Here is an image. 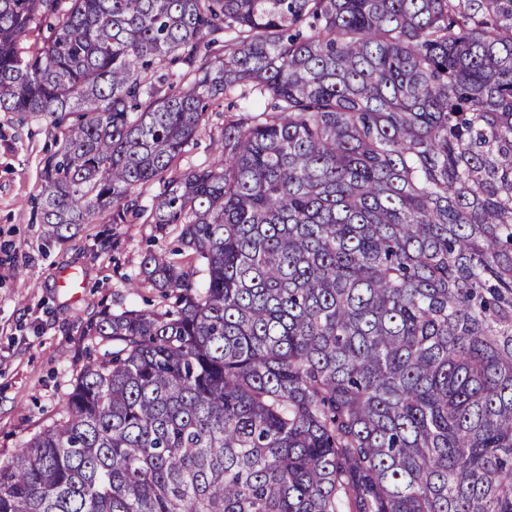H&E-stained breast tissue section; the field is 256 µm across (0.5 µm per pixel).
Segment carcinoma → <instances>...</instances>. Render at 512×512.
<instances>
[{"label":"carcinoma","instance_id":"cac0c4a2","mask_svg":"<svg viewBox=\"0 0 512 512\" xmlns=\"http://www.w3.org/2000/svg\"><path fill=\"white\" fill-rule=\"evenodd\" d=\"M0 112L62 134L49 238L179 242L0 512H512V0H0ZM226 105L227 101L220 100L210 107L205 125L195 141L175 160L166 178L178 176L190 168L206 166L214 159L213 138H217L221 133L224 123L238 114V112H227Z\"/></svg>","mask_w":512,"mask_h":512}]
</instances>
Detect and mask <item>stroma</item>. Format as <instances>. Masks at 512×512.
Listing matches in <instances>:
<instances>
[{
	"label": "stroma",
	"mask_w": 512,
	"mask_h": 512,
	"mask_svg": "<svg viewBox=\"0 0 512 512\" xmlns=\"http://www.w3.org/2000/svg\"><path fill=\"white\" fill-rule=\"evenodd\" d=\"M231 114L225 101L169 170L177 176L214 158L213 140ZM52 140L44 121L18 125L0 112V462L49 425L79 370L93 355L85 327L103 311L156 309L157 293L132 290L147 249L167 238L139 219L78 225L66 241L50 240L32 199L44 182L42 162Z\"/></svg>",
	"instance_id": "obj_1"
}]
</instances>
